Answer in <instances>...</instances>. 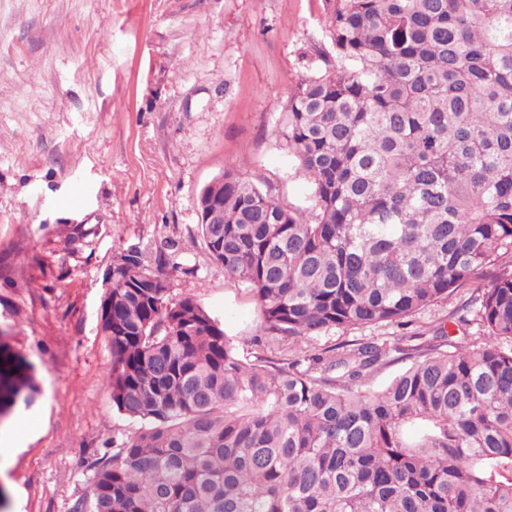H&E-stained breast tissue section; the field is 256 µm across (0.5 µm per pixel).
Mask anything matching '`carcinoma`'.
Here are the masks:
<instances>
[{
  "mask_svg": "<svg viewBox=\"0 0 512 512\" xmlns=\"http://www.w3.org/2000/svg\"><path fill=\"white\" fill-rule=\"evenodd\" d=\"M336 54L297 83L282 135L313 185L286 207L224 171L202 224L264 334L397 324L484 277L476 345L345 342L241 356L165 287L168 254L112 263L103 322L117 412L75 512H512V0H324Z\"/></svg>",
  "mask_w": 512,
  "mask_h": 512,
  "instance_id": "carcinoma-1",
  "label": "carcinoma"
}]
</instances>
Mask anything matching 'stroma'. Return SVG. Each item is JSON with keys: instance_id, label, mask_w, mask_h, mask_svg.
<instances>
[{"instance_id": "35a3bbf8", "label": "stroma", "mask_w": 512, "mask_h": 512, "mask_svg": "<svg viewBox=\"0 0 512 512\" xmlns=\"http://www.w3.org/2000/svg\"><path fill=\"white\" fill-rule=\"evenodd\" d=\"M323 0H0V422L29 420L0 460V512H73L91 462L136 425L112 406L105 273L168 248L172 297H192L241 355L263 333L224 278L196 212L225 170L259 175L305 208L279 133L284 104L326 52ZM472 295L410 324L331 330L266 356L352 340L432 343Z\"/></svg>"}]
</instances>
